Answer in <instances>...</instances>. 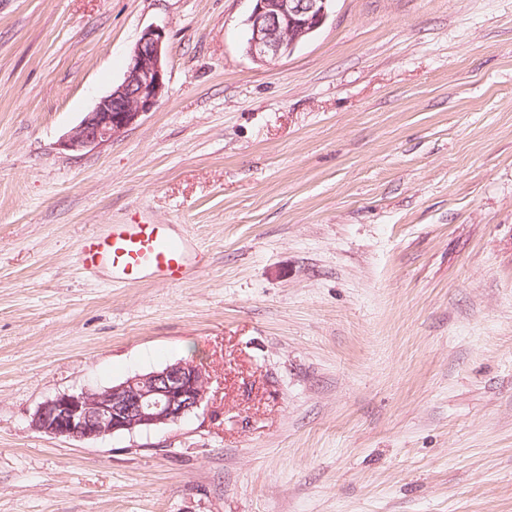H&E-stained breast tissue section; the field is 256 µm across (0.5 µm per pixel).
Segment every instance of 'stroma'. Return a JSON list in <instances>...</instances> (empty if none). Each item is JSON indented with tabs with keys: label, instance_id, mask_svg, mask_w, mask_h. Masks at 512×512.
Here are the masks:
<instances>
[{
	"label": "stroma",
	"instance_id": "1",
	"mask_svg": "<svg viewBox=\"0 0 512 512\" xmlns=\"http://www.w3.org/2000/svg\"><path fill=\"white\" fill-rule=\"evenodd\" d=\"M252 7L0 0V512H512V0H333L268 62ZM150 27L157 107L64 149ZM139 212L204 271L82 275ZM178 361L179 425H30Z\"/></svg>",
	"mask_w": 512,
	"mask_h": 512
}]
</instances>
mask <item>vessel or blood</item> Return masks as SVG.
Listing matches in <instances>:
<instances>
[{
  "label": "vessel or blood",
  "instance_id": "vessel-or-blood-1",
  "mask_svg": "<svg viewBox=\"0 0 512 512\" xmlns=\"http://www.w3.org/2000/svg\"><path fill=\"white\" fill-rule=\"evenodd\" d=\"M78 254L86 273L123 287L145 281L184 283L197 277L203 262L182 225L136 220L102 225L81 241Z\"/></svg>",
  "mask_w": 512,
  "mask_h": 512
}]
</instances>
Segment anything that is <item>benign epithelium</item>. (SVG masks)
Wrapping results in <instances>:
<instances>
[{"label":"benign epithelium","mask_w":512,"mask_h":512,"mask_svg":"<svg viewBox=\"0 0 512 512\" xmlns=\"http://www.w3.org/2000/svg\"><path fill=\"white\" fill-rule=\"evenodd\" d=\"M246 25V51L265 62L291 54L320 29L332 0H252ZM165 32L143 31L123 81L101 97L63 139V147L82 151L109 143L158 104L166 88ZM211 377L199 365L179 361L138 373L105 388H83L40 403L33 429L56 437L97 440L114 434H148L180 424L208 400Z\"/></svg>","instance_id":"benign-epithelium-1"}]
</instances>
